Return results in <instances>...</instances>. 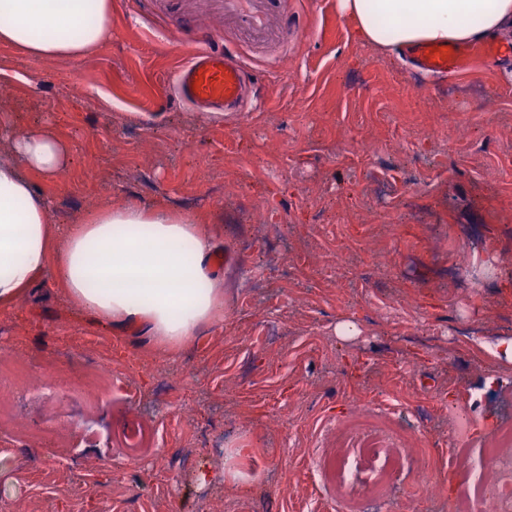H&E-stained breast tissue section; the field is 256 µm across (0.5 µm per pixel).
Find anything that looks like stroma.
I'll return each instance as SVG.
<instances>
[{
  "instance_id": "1",
  "label": "stroma",
  "mask_w": 512,
  "mask_h": 512,
  "mask_svg": "<svg viewBox=\"0 0 512 512\" xmlns=\"http://www.w3.org/2000/svg\"><path fill=\"white\" fill-rule=\"evenodd\" d=\"M288 7L304 28L284 49L243 43L221 0H112L105 49L36 65L26 82L8 79L22 62L0 46V111L73 151L58 179L36 181L55 222L161 200L206 216L236 255L223 324L169 360L96 324L50 278L0 312V356L38 368L15 416L42 441L0 461V491L23 512H307L335 500L310 458L337 420L375 412V395L429 462L449 408L512 421V363L494 353L512 338V57L430 75L361 43L336 0ZM200 33L253 71L249 111L166 96ZM361 139L378 155L361 158ZM344 321L357 335L337 336ZM85 361L121 386L87 394L70 370ZM151 422L162 445L117 458L123 431ZM240 444L249 455L226 460Z\"/></svg>"
}]
</instances>
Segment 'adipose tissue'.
<instances>
[{"label":"adipose tissue","instance_id":"adipose-tissue-1","mask_svg":"<svg viewBox=\"0 0 512 512\" xmlns=\"http://www.w3.org/2000/svg\"><path fill=\"white\" fill-rule=\"evenodd\" d=\"M358 37L389 55L421 43H471L512 28V0H336ZM112 33V0H0V45L25 59L77 61ZM12 154L0 158V306L47 277L80 310L117 331L133 328L174 351L204 324L224 321L218 234L199 214L165 203L104 202L68 224L31 173L56 179L71 150L51 129L0 114Z\"/></svg>","mask_w":512,"mask_h":512}]
</instances>
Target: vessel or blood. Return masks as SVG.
I'll use <instances>...</instances> for the list:
<instances>
[{
	"label": "vessel or blood",
	"instance_id": "b4317fda",
	"mask_svg": "<svg viewBox=\"0 0 512 512\" xmlns=\"http://www.w3.org/2000/svg\"><path fill=\"white\" fill-rule=\"evenodd\" d=\"M224 17L254 46L284 43L298 32V17L288 15L284 0H222ZM413 56L426 70L456 74L469 68L473 55L494 59L512 55V45L495 40L474 48L420 44ZM171 89L175 97L200 112H244L256 93L255 83L239 55L195 41Z\"/></svg>",
	"mask_w": 512,
	"mask_h": 512
}]
</instances>
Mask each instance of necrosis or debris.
I'll return each instance as SVG.
<instances>
[{
	"label": "necrosis or debris",
	"mask_w": 512,
	"mask_h": 512,
	"mask_svg": "<svg viewBox=\"0 0 512 512\" xmlns=\"http://www.w3.org/2000/svg\"><path fill=\"white\" fill-rule=\"evenodd\" d=\"M11 397L0 392V453L13 454L41 435L39 428L15 426ZM335 450L318 456L316 467L336 484L341 512H392L398 499L399 478L412 472L414 491L422 498L437 497L441 472L423 464L413 466L407 437L389 421L371 423L366 417L337 420ZM444 462L458 482L452 512H512V424L496 423L493 435L479 449L446 448Z\"/></svg>",
	"instance_id": "necrosis-or-debris-1"
}]
</instances>
